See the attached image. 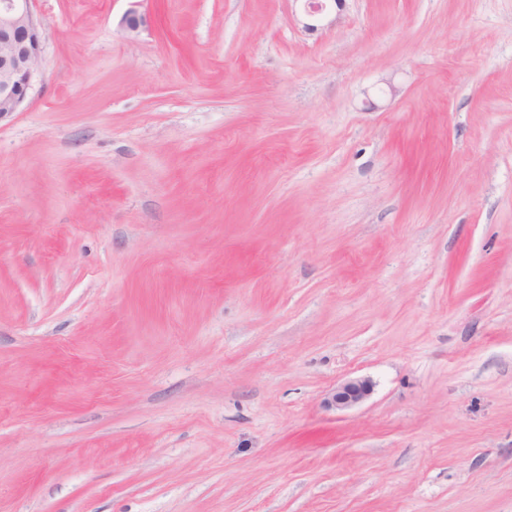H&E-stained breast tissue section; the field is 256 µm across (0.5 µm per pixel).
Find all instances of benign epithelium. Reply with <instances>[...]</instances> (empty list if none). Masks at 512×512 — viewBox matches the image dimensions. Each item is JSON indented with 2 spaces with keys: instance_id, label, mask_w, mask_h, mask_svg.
Listing matches in <instances>:
<instances>
[{
  "instance_id": "benign-epithelium-1",
  "label": "benign epithelium",
  "mask_w": 512,
  "mask_h": 512,
  "mask_svg": "<svg viewBox=\"0 0 512 512\" xmlns=\"http://www.w3.org/2000/svg\"><path fill=\"white\" fill-rule=\"evenodd\" d=\"M33 0H0V120L21 110L42 68L41 35L45 26ZM373 383L352 378L331 390L328 407L343 411L367 400Z\"/></svg>"
}]
</instances>
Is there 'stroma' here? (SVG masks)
Segmentation results:
<instances>
[{"label":"stroma","mask_w":512,"mask_h":512,"mask_svg":"<svg viewBox=\"0 0 512 512\" xmlns=\"http://www.w3.org/2000/svg\"><path fill=\"white\" fill-rule=\"evenodd\" d=\"M33 9L0 512H512V0ZM373 392V383L367 378H352L331 390L326 397L329 408L343 411L360 405Z\"/></svg>","instance_id":"1"}]
</instances>
